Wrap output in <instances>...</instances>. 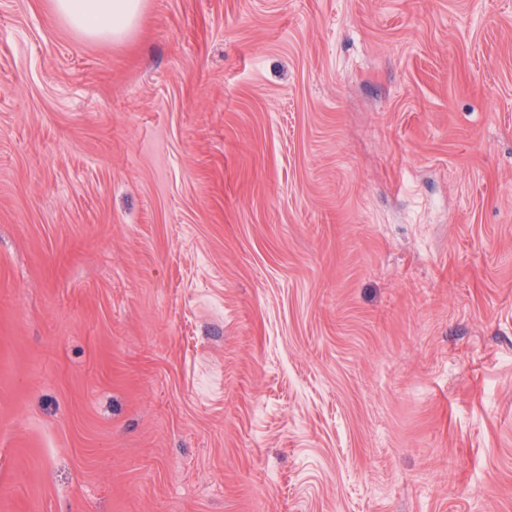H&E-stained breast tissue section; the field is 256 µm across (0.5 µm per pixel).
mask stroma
Here are the masks:
<instances>
[{
  "instance_id": "35a3bbf8",
  "label": "stroma",
  "mask_w": 512,
  "mask_h": 512,
  "mask_svg": "<svg viewBox=\"0 0 512 512\" xmlns=\"http://www.w3.org/2000/svg\"><path fill=\"white\" fill-rule=\"evenodd\" d=\"M0 512H512V0H0ZM145 0H52L54 14L88 39L122 41L138 26Z\"/></svg>"
}]
</instances>
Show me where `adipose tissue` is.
Returning <instances> with one entry per match:
<instances>
[{
	"mask_svg": "<svg viewBox=\"0 0 512 512\" xmlns=\"http://www.w3.org/2000/svg\"><path fill=\"white\" fill-rule=\"evenodd\" d=\"M145 0H52L58 19L88 39L121 41L138 26Z\"/></svg>",
	"mask_w": 512,
	"mask_h": 512,
	"instance_id": "obj_1",
	"label": "adipose tissue"
}]
</instances>
